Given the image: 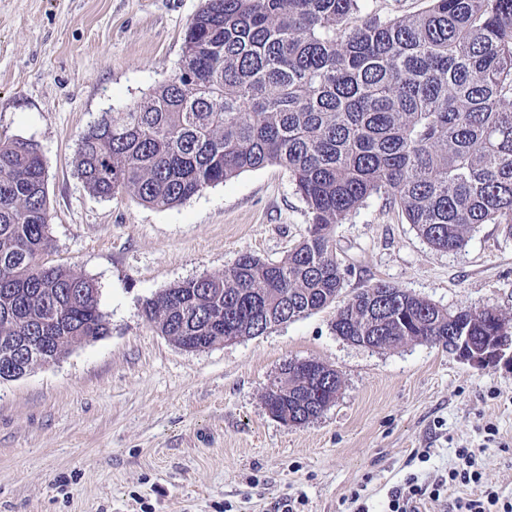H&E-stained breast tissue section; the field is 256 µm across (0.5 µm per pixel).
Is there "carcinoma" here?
<instances>
[{
  "label": "carcinoma",
  "instance_id": "cac0c4a2",
  "mask_svg": "<svg viewBox=\"0 0 512 512\" xmlns=\"http://www.w3.org/2000/svg\"><path fill=\"white\" fill-rule=\"evenodd\" d=\"M420 13L360 17V0H204L176 74L81 136L75 168L93 195L175 207L245 171L277 165L311 217L278 263L250 253L221 274L154 294L143 315L174 343L261 336L334 302L344 273L332 232L373 196L398 206L433 248L456 251L481 224L512 237V0H427ZM45 161L0 139V363L21 345L64 356L109 332L95 281L47 266ZM512 324L450 312L383 281L338 309L332 330L366 346L474 344ZM291 371L268 411L303 425L324 396Z\"/></svg>",
  "mask_w": 512,
  "mask_h": 512
}]
</instances>
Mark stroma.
<instances>
[{
    "label": "stroma",
    "instance_id": "1",
    "mask_svg": "<svg viewBox=\"0 0 512 512\" xmlns=\"http://www.w3.org/2000/svg\"><path fill=\"white\" fill-rule=\"evenodd\" d=\"M203 0H0V138L34 140L46 160L52 247L44 263L95 280L108 335L0 382V512H382L409 473L474 450L485 486L512 500V365L478 369L408 343L351 344L339 301L384 281L448 310L512 319V239L483 224L457 251L428 245L381 197L333 233L338 302L262 336L189 352L142 314L174 284L241 254L281 261L310 217L287 172L269 165L169 209L93 196L73 160L101 113L144 101L177 71ZM290 359L335 368L343 384L316 419L286 425L266 388ZM495 441H488V430ZM427 462L413 460L420 449Z\"/></svg>",
    "mask_w": 512,
    "mask_h": 512
}]
</instances>
